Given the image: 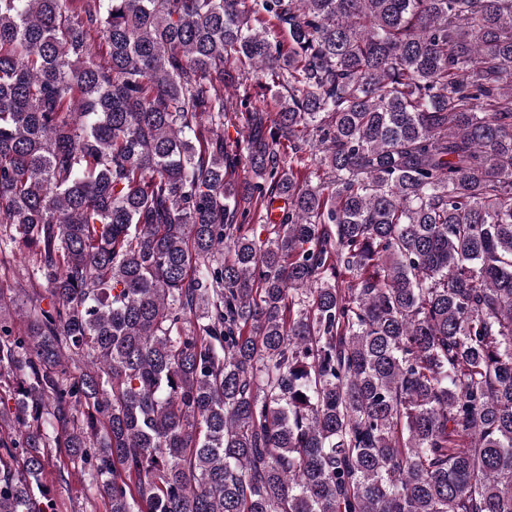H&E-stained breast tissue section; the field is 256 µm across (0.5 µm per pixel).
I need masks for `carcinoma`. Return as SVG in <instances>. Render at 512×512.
Returning <instances> with one entry per match:
<instances>
[{"mask_svg":"<svg viewBox=\"0 0 512 512\" xmlns=\"http://www.w3.org/2000/svg\"><path fill=\"white\" fill-rule=\"evenodd\" d=\"M0 227V512H512V0H0ZM264 82V79H257L251 76L248 80L243 81V85H241L240 88L238 87L237 92L240 95L246 94L253 101H256L264 110L275 112L276 101L272 93L265 88ZM6 265L0 263V293L5 297L18 299V307L29 306L28 297L23 295L19 288H28V279L31 274L28 251L20 244L12 246V253L6 255ZM64 470V477H58V471ZM90 474L87 469H80L68 464L64 452L53 451L46 479L51 485L56 502V512H95L93 510V490L90 488Z\"/></svg>","mask_w":512,"mask_h":512,"instance_id":"1","label":"carcinoma"}]
</instances>
